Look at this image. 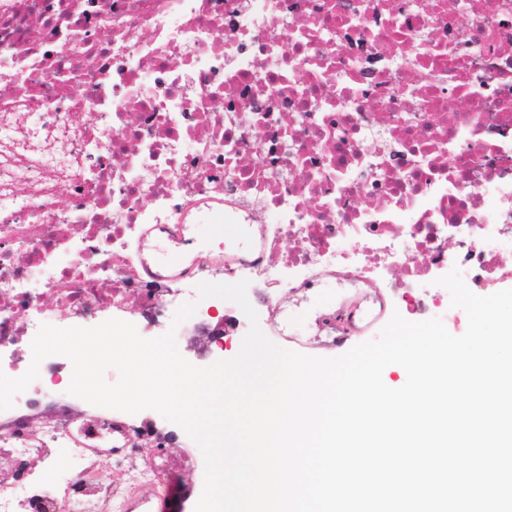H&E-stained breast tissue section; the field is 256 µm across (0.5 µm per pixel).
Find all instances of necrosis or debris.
Wrapping results in <instances>:
<instances>
[{"label":"necrosis or debris","instance_id":"4bbe7bcc","mask_svg":"<svg viewBox=\"0 0 512 512\" xmlns=\"http://www.w3.org/2000/svg\"><path fill=\"white\" fill-rule=\"evenodd\" d=\"M463 98L460 110L449 97ZM512 0H0V371L22 376L41 325L126 319L219 275L415 295L458 266L512 280ZM245 225L221 263L165 271L208 213ZM456 252H449V245ZM65 260H58V253ZM55 298L45 306L44 294ZM67 357L0 410V512H118L103 464L138 471L131 414L73 403ZM67 447L59 488L36 468ZM157 452L149 491L194 473Z\"/></svg>","mask_w":512,"mask_h":512}]
</instances>
